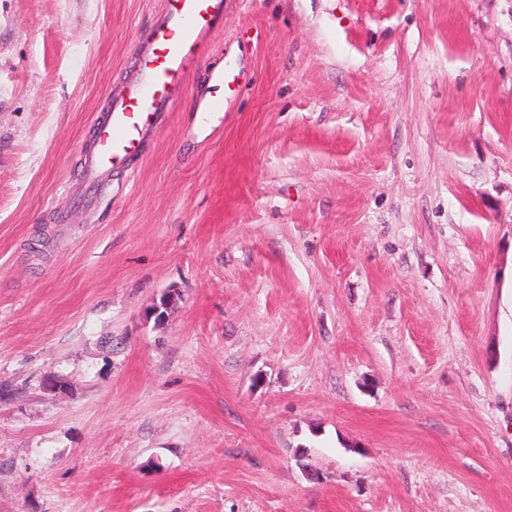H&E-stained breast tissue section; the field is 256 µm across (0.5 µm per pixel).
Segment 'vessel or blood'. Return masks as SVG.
<instances>
[{"instance_id": "obj_1", "label": "vessel or blood", "mask_w": 512, "mask_h": 512, "mask_svg": "<svg viewBox=\"0 0 512 512\" xmlns=\"http://www.w3.org/2000/svg\"><path fill=\"white\" fill-rule=\"evenodd\" d=\"M224 23V0H165L139 58V75L126 92L108 98L84 159L88 200L109 184L143 143L166 125L189 84L197 48Z\"/></svg>"}]
</instances>
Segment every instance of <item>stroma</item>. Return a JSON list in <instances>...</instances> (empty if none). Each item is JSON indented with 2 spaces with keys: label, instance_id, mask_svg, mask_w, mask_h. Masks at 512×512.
<instances>
[{
  "label": "stroma",
  "instance_id": "stroma-1",
  "mask_svg": "<svg viewBox=\"0 0 512 512\" xmlns=\"http://www.w3.org/2000/svg\"><path fill=\"white\" fill-rule=\"evenodd\" d=\"M162 2L0 0V512H512V0H225L89 204Z\"/></svg>",
  "mask_w": 512,
  "mask_h": 512
}]
</instances>
